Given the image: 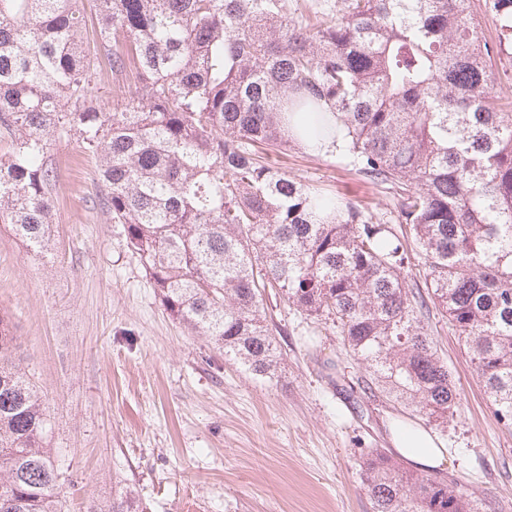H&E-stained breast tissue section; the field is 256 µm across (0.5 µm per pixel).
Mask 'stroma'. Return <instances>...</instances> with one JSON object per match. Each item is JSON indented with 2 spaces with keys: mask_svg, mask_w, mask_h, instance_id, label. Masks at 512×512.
<instances>
[{
  "mask_svg": "<svg viewBox=\"0 0 512 512\" xmlns=\"http://www.w3.org/2000/svg\"><path fill=\"white\" fill-rule=\"evenodd\" d=\"M51 251L0 224V310L40 387L63 512H91L120 489L149 512H372L358 470L389 448L387 425L416 414L393 402L333 330L279 299L265 311L283 356L263 383L225 360L162 305L122 225L100 162L78 134L53 138ZM289 175L399 221L400 198L346 156L289 152ZM429 328L459 394L427 430L448 451L442 471L482 512H512V425L500 422L463 341L440 314Z\"/></svg>",
  "mask_w": 512,
  "mask_h": 512,
  "instance_id": "stroma-1",
  "label": "stroma"
}]
</instances>
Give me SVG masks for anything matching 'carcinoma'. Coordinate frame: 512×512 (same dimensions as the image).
Masks as SVG:
<instances>
[{
    "label": "carcinoma",
    "mask_w": 512,
    "mask_h": 512,
    "mask_svg": "<svg viewBox=\"0 0 512 512\" xmlns=\"http://www.w3.org/2000/svg\"><path fill=\"white\" fill-rule=\"evenodd\" d=\"M0 0V223L33 250L53 236L54 136L100 157L162 304L255 378H278L266 290L331 323L372 379L428 421L458 409L428 303L464 339L512 425V112L471 0ZM512 48V0H485ZM145 84L100 112L104 72ZM343 136L359 173L397 191L401 229L267 162ZM424 287L407 281L414 256ZM0 314V512H62L40 390ZM373 512H479L435 471L378 448L359 459ZM91 512H147L126 490Z\"/></svg>",
    "instance_id": "cac0c4a2"
}]
</instances>
